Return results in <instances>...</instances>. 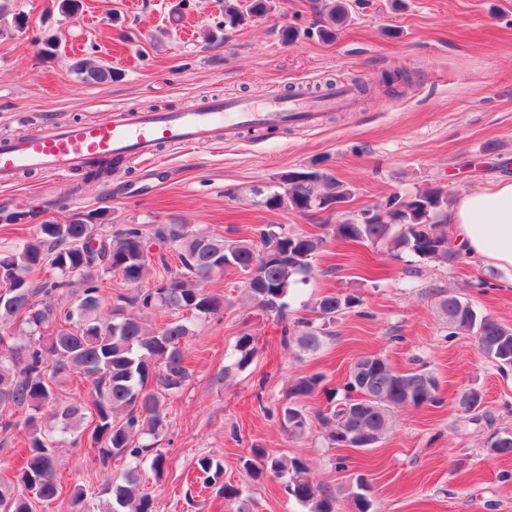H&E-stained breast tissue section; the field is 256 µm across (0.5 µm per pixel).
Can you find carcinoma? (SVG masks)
<instances>
[{
	"label": "carcinoma",
	"instance_id": "carcinoma-1",
	"mask_svg": "<svg viewBox=\"0 0 512 512\" xmlns=\"http://www.w3.org/2000/svg\"><path fill=\"white\" fill-rule=\"evenodd\" d=\"M271 0H224V24L231 28L247 17L263 16ZM319 13L324 22L319 34L333 39L348 17L346 0H322ZM71 70L84 84L112 81V68L93 59L73 61ZM270 210H288L302 216L343 205L353 196L350 188L323 172L288 171L279 176L275 188L255 190ZM450 193L441 186L428 187L413 195L393 194L379 206L339 219L327 236L296 233L282 224L258 228L253 239H230L194 234L173 221L127 224L100 234V225L74 219L68 224H39L31 238L0 246V429H21L22 465L14 480H0V512H33V504L45 507L62 490L57 480L56 444L66 438L78 442L88 435L98 449L104 469L112 459L126 460L118 477L105 480L112 495L98 504L100 512H156L154 498L142 491L141 464L150 461L158 477L168 467V458L154 450L157 439L170 425L168 395L181 390L190 378L187 343L188 318H205L224 307V298L207 289V283L223 266L240 276L241 294L252 305L280 317L288 309L286 297L296 284H305L315 272L314 261L327 239L378 244L392 239L394 247L414 256L452 264L462 253L449 245L447 231ZM177 257L178 272L152 288L144 282L157 269H170ZM48 270L52 275L34 287L30 273ZM118 274L132 287L112 302L109 318L101 314V277ZM79 286L74 306L61 309L56 297ZM360 303L351 292L324 293L312 305L313 317L301 318L281 329V340L314 348L336 315ZM448 322L449 335L469 332L477 349L499 368H512V327L479 314L472 304L456 295L439 302ZM163 311L173 319L149 332L141 318L130 313ZM24 327L23 335L11 330ZM256 337L238 336L234 352L224 366V375L245 371L257 354ZM77 374L90 384L87 397L63 402L58 396L59 379ZM323 376L296 377L285 390L279 410L282 427L291 438L309 428L310 415L302 401L322 387ZM329 412L317 413L325 437L334 448H358L362 436L378 444L387 434L397 407H430L442 403L435 378L422 371L397 372L380 354L357 358L351 365L341 398ZM481 391L470 388L458 399V407L477 422L483 418ZM487 450L493 456H512V430L491 433ZM244 467L259 479L272 475L284 480L285 493L309 506L310 512H339L336 493L309 476L300 458L275 456L266 449H251ZM194 469L203 487L224 499L230 512H251L250 498L242 489L224 481V466L210 455L196 458ZM355 512H375L368 489L360 482L344 488ZM93 498L82 484L73 486L72 512H85Z\"/></svg>",
	"mask_w": 512,
	"mask_h": 512
}]
</instances>
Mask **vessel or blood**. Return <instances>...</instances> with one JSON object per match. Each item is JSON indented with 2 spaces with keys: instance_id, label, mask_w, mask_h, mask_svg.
<instances>
[{
  "instance_id": "vessel-or-blood-1",
  "label": "vessel or blood",
  "mask_w": 512,
  "mask_h": 512,
  "mask_svg": "<svg viewBox=\"0 0 512 512\" xmlns=\"http://www.w3.org/2000/svg\"><path fill=\"white\" fill-rule=\"evenodd\" d=\"M342 103V96L315 98L300 86L292 95H274L262 103L230 99L183 112H139L116 106L93 123L46 120L22 138L0 141V184H10L22 171H38L63 184L74 171L104 161L130 154L155 158L162 144L188 148L220 137L233 138L245 126L315 123Z\"/></svg>"
}]
</instances>
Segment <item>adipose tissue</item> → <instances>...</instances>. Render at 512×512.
<instances>
[{"instance_id": "adipose-tissue-1", "label": "adipose tissue", "mask_w": 512, "mask_h": 512, "mask_svg": "<svg viewBox=\"0 0 512 512\" xmlns=\"http://www.w3.org/2000/svg\"><path fill=\"white\" fill-rule=\"evenodd\" d=\"M449 221L467 255L493 266L512 284V181L464 193Z\"/></svg>"}]
</instances>
